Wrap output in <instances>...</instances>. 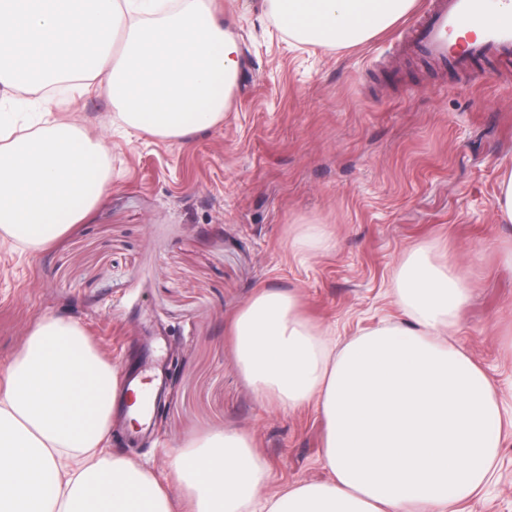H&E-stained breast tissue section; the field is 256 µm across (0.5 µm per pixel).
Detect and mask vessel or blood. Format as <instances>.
Returning a JSON list of instances; mask_svg holds the SVG:
<instances>
[{
  "instance_id": "obj_1",
  "label": "vessel or blood",
  "mask_w": 512,
  "mask_h": 512,
  "mask_svg": "<svg viewBox=\"0 0 512 512\" xmlns=\"http://www.w3.org/2000/svg\"><path fill=\"white\" fill-rule=\"evenodd\" d=\"M463 27L479 29V37L450 44L452 33ZM406 37L423 57L468 74L476 61L512 56V18L497 16L489 0H428Z\"/></svg>"
}]
</instances>
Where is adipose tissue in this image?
Returning <instances> with one entry per match:
<instances>
[{"mask_svg":"<svg viewBox=\"0 0 512 512\" xmlns=\"http://www.w3.org/2000/svg\"><path fill=\"white\" fill-rule=\"evenodd\" d=\"M289 34L350 45L414 0H267ZM240 69L235 33L209 0H0V234L40 250L83 222L111 187L109 149L69 119L70 97L106 83L117 120L180 141L221 124ZM403 321L331 352L294 293L260 289L234 325L258 397L316 405L332 477L270 493L251 439L218 431L171 464L190 512H450L494 472L499 387L448 341L468 300L461 271L418 247L399 261ZM155 386L121 369L77 321L41 318L0 366V512H173L154 473L109 448Z\"/></svg>","mask_w":512,"mask_h":512,"instance_id":"adipose-tissue-1","label":"adipose tissue"}]
</instances>
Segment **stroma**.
Returning a JSON list of instances; mask_svg holds the SVG:
<instances>
[{"instance_id": "1", "label": "stroma", "mask_w": 512, "mask_h": 512, "mask_svg": "<svg viewBox=\"0 0 512 512\" xmlns=\"http://www.w3.org/2000/svg\"><path fill=\"white\" fill-rule=\"evenodd\" d=\"M242 65L224 121L185 141L114 132L105 86L71 105L110 134L112 187L50 247L0 238V364L45 316L84 326L123 372L165 384L142 440L124 415L111 447L169 483L170 460L213 431L250 435L268 490L330 479L315 405L262 402L237 365L233 324L261 288L295 291L303 313L337 342L400 321L398 261L428 247L468 277L452 343L512 405V270L496 191L512 167V61L489 78L434 64L401 41L403 22L348 47L297 41L264 0H218ZM323 224L330 248L289 246ZM460 512H512V423L496 474Z\"/></svg>"}]
</instances>
